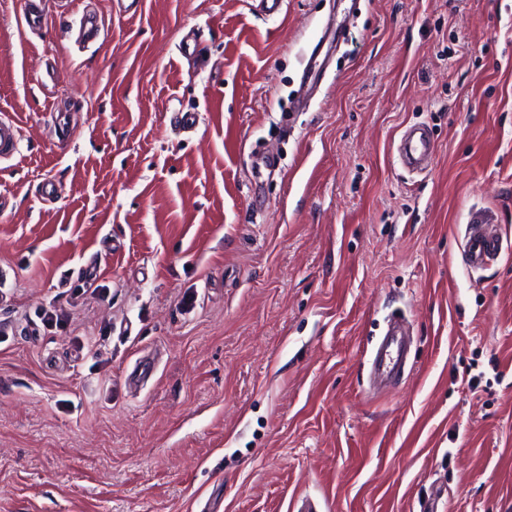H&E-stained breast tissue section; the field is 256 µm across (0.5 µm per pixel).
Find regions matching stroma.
Here are the masks:
<instances>
[{
  "label": "stroma",
  "instance_id": "stroma-1",
  "mask_svg": "<svg viewBox=\"0 0 512 512\" xmlns=\"http://www.w3.org/2000/svg\"><path fill=\"white\" fill-rule=\"evenodd\" d=\"M22 8L0 0V512H512V0H47L34 32ZM414 123L423 174L396 158ZM395 313L412 368L376 393ZM21 128L13 119L0 116V162L13 158L19 152ZM396 153L399 161L408 171L413 173L426 171L433 154L429 130L423 125L410 127L397 142ZM464 251L468 265L481 268L498 257L501 239L482 224H472L466 235Z\"/></svg>",
  "mask_w": 512,
  "mask_h": 512
}]
</instances>
